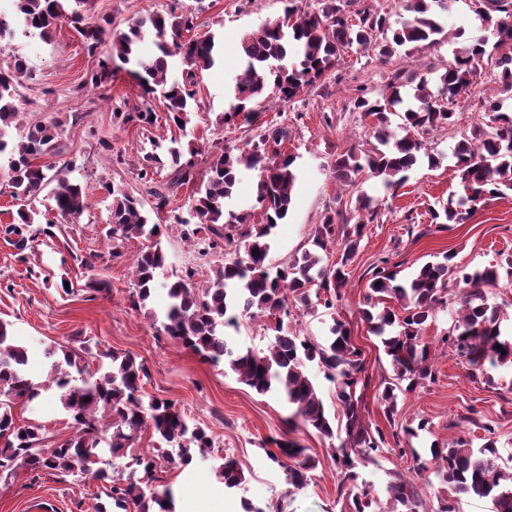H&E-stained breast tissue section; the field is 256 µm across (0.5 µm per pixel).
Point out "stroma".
Returning <instances> with one entry per match:
<instances>
[{
    "instance_id": "1",
    "label": "stroma",
    "mask_w": 512,
    "mask_h": 512,
    "mask_svg": "<svg viewBox=\"0 0 512 512\" xmlns=\"http://www.w3.org/2000/svg\"><path fill=\"white\" fill-rule=\"evenodd\" d=\"M91 6L96 16L111 17L113 27L121 30L147 14L175 7L193 13L198 35L215 37L222 58L202 73L195 112L185 130L187 138L201 148L195 158L197 171L206 172L213 155L224 148L246 146L262 128H287L284 148L295 158L297 180L288 216L272 235L273 262H283L308 248L315 225L354 202L357 192L376 199L377 215L367 224L348 267V283L335 312L322 308L311 313L294 311L293 327L321 340L333 319L349 323L355 342L364 351L370 378L361 398V414L369 425L388 434L393 427L413 426L424 418L431 429L414 440V448L462 439L478 449L490 438L501 463L512 468V364L472 370L441 344L455 315L449 310L438 312L422 333L432 348L436 380L399 395L398 412L389 420L378 394L381 378L391 375L392 369L360 315L372 269L380 258L400 263L401 275L407 278L425 262L446 253L454 254L458 266L468 270L496 264L501 254L512 253V195L477 202L465 223L445 229L431 228L428 215L435 203L464 194L453 157L461 135L487 120L490 103H502L504 112L512 113V93L502 90L496 60L483 63L469 95L458 98L454 125L425 134L428 152L441 158L438 167L423 161L398 187L387 191L366 178L354 192L344 189L333 165L337 154L358 145L371 130V119L352 108L357 87H366L374 95L381 93L387 76L397 70L436 79L452 59L448 44L411 54L400 48L385 61L353 46L330 72L294 100L285 103L275 94L265 95L257 105V122L241 119L227 125L222 116L231 103L229 85L239 66V39L244 32L276 20L283 12L282 0H91ZM445 26L449 33L483 36L498 44L495 27L472 12L469 0H454ZM108 52L104 44L88 53L81 36L66 25L48 40L20 28L0 37V64L16 55L28 65L29 77L19 104L21 122L35 118L60 122L66 156L76 163L72 175L85 189V211L79 223L57 225L50 237L40 234L38 224H31L24 230L30 238L26 250H17L0 232V321L10 323L15 336L33 353L31 369L39 383L46 381L52 365L47 350L62 345L88 347L87 361L93 368L98 367L102 353L112 351L143 361L149 373L144 384L147 394L174 402L190 425L209 427L214 437L210 458L186 467L165 464L158 468L160 484L172 486L176 495L196 486L217 485L215 469L228 453L239 461L245 481L239 488L221 489L224 512H243L247 500L262 504L277 499L283 503V512H340L339 477L330 458L332 440L311 430L298 432L317 466L305 488L288 492L282 470L270 465L261 448L266 438L287 432V404L276 395L255 393L227 363L202 362L191 350L157 331L143 312L131 309L130 263L146 241L123 242L117 247L120 257H111L114 247L106 237V224L112 199L105 187L110 184L145 196V184L138 177L142 157L153 143L177 136L178 130L162 120V98L144 95L125 68L115 69L105 86H92L98 61ZM142 105L159 113L155 124H125L113 117L114 109L130 112ZM152 221L169 227L161 239L166 264L160 280H172L191 267L196 284L204 285L213 265L223 261V252L199 256L193 241L184 237L182 226L174 224L172 212L159 213ZM87 257L92 258V266H83ZM63 277L72 282L71 292L56 289ZM93 279L105 281L107 291L90 290L87 283ZM13 412L18 423L39 424L51 439L59 441L72 432L55 390L42 391L30 405H15ZM407 468L405 460L389 453L378 464L360 467L380 512L388 507V482ZM37 499L46 500V512H116L100 483L78 472L23 471L0 478V512H28V505Z\"/></svg>"
}]
</instances>
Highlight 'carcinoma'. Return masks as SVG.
I'll return each instance as SVG.
<instances>
[{
	"label": "carcinoma",
	"instance_id": "1",
	"mask_svg": "<svg viewBox=\"0 0 512 512\" xmlns=\"http://www.w3.org/2000/svg\"><path fill=\"white\" fill-rule=\"evenodd\" d=\"M301 0H288L283 14L274 22L245 32L239 44L240 68L233 79L230 94L235 100L223 120L231 124L242 116L252 121L257 102L267 90L288 102L332 70L353 44L373 50L379 58H389L399 47L413 53L422 47L444 41L448 0H396V7L407 16L393 24L386 14L370 8L349 12L350 2L319 0L320 7L307 11ZM89 0H16L17 13L26 31L48 38L67 23L84 39L89 52L104 42L110 43L109 54L98 61L99 71L92 81L102 85L112 75V65L120 62L131 66V73L146 95L162 91L166 107L165 120L179 125L189 120L197 94L198 77L215 64V38L193 34V17L183 13H152L139 19L126 30L110 28L112 21L102 17L87 22ZM473 11L484 21L496 22L500 39L488 46L470 39L452 49L453 62L439 74L440 88L434 92L426 76H409L396 71L388 76L387 93L370 96L361 88L353 98V108L373 119L371 137L376 143L366 149H349L335 160L336 178L346 187H355L361 176L381 179L385 188L399 185L421 158L428 165L438 158L427 152L422 135L437 127L454 124L449 104L469 94L473 77L480 73L484 61L493 51L512 41V0H474ZM154 36V53L143 58L138 45L146 34ZM180 56L181 78L168 79L170 58ZM498 78L502 87L512 90V57L498 62ZM28 77L24 60L13 57L8 68L0 67V156H7L10 195L20 202L15 223L4 234L19 236L17 245L27 247L22 226L34 223L36 204L47 200L50 210L69 217L77 224L84 213L83 186L70 179L69 162L56 167L40 164L46 155H58L60 125L37 120L24 128L18 141L9 143L4 129L16 124L18 87ZM414 85V103L404 111L401 89ZM489 123L472 127L453 150L458 176L465 195L441 204L431 211V223L438 228L462 224L470 214L467 205L487 197L501 198L512 194V116L500 111V105L489 107ZM402 120L404 134L390 131L391 116ZM124 122L136 121L151 126L157 114L149 106L136 112L114 110ZM288 139L283 127L266 128L248 147L235 153L222 152L210 164L207 173L199 175L195 164L184 160L185 154L197 149H184L181 142L153 143L152 151L143 156L138 177L153 184L155 175L170 168L174 177L166 186L149 192L152 208L163 211L171 204L175 189L199 182L191 205L197 222L175 216L184 227V235L198 246L206 257L219 247L236 245L234 256L213 268V276L200 288L188 268L178 280L167 284L168 303L162 313L147 307V301L158 284L165 266L160 246L163 235L158 224L148 222L144 203L122 190L112 189V208L107 238L115 246L132 238H144L151 245L134 258L135 291L130 293L132 309L144 311L157 330L176 343L193 351L203 361L217 365L224 361L237 374L241 383L259 395L275 391L292 409L286 419L288 432L314 430L328 438L339 439L330 455L340 474V495L349 502L350 512H377L369 486L358 482V465L376 463L385 453L409 456L415 475L434 474L448 486V502L440 512H455L454 501L486 500L490 512H512V471L498 462L497 449L488 444L474 450L462 440L430 445L424 457L412 447L419 432L430 429L421 419L414 427L404 428L407 447L393 449L380 428L367 426L359 409L361 394L367 387L362 379L364 352L355 343L349 325L332 318L329 335L322 342L285 326L292 309L309 311L323 307L336 308L341 289L347 282L345 267L358 251L368 218L357 217L343 223L327 216L315 226L311 247L286 264H271L273 229L288 215L295 184V158L282 151ZM243 169L257 172L256 205L262 222L251 223L249 212L236 213L225 207L232 197L238 174ZM338 246L340 257L329 266L323 263L328 247ZM398 265L389 258L380 259L373 267L369 291L362 309L368 331L375 336L392 367V375L381 379L379 395L387 421L397 412L400 392H409L435 380L432 351L422 341V331L438 311L453 307L454 325L441 342L465 358L473 368L492 367L512 362V339L502 336L501 310L488 303V289L500 280L512 279V258L483 268L464 271L448 254L439 261L423 264L413 277L399 281ZM463 287H457V284ZM384 298L395 299L400 310L379 307ZM267 317L275 332L267 349L255 351L233 346L224 328L239 327V320ZM501 345L497 350L495 345ZM62 358L51 365L47 383L39 384L29 373V350L11 334L9 324L0 321V476L15 474L18 469L53 470L69 473L76 469L105 485L112 504L121 512H152V506L166 502L167 512H174L172 489H158L155 472L162 462H172L163 448H145L132 457L140 467L138 478L106 468L107 458L126 456L127 449L149 431L172 448L184 466L194 458L209 457L214 439L201 426H190L175 405L167 399L149 396L143 381L148 378L144 364L130 355L110 354L111 367L105 372L88 370L80 353L59 347ZM315 365L324 378L333 383L342 417L334 419L325 409L317 385L309 375ZM54 387L69 416L73 428L70 437L52 441L34 424L22 425L14 417V405L29 404L40 390ZM276 449L266 451L271 464L283 469L288 491L304 488L316 467V460L295 439H271ZM228 489L237 488L245 480L242 468L231 458L216 468ZM390 502L406 507V512H422L423 501L415 483L405 476L387 486Z\"/></svg>",
	"mask_w": 512,
	"mask_h": 512
}]
</instances>
